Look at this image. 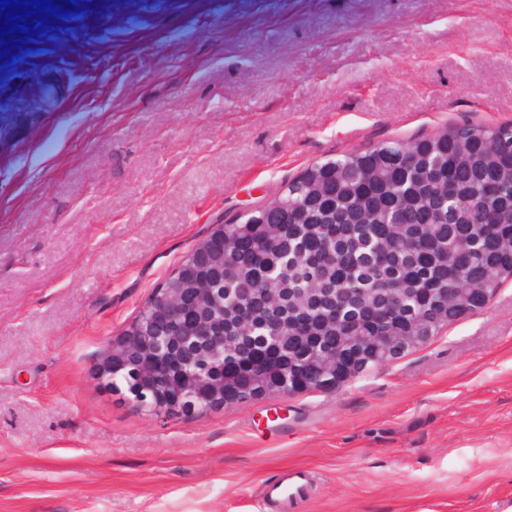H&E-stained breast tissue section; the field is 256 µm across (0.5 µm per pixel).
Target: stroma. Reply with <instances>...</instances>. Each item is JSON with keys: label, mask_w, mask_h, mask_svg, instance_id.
<instances>
[{"label": "stroma", "mask_w": 512, "mask_h": 512, "mask_svg": "<svg viewBox=\"0 0 512 512\" xmlns=\"http://www.w3.org/2000/svg\"><path fill=\"white\" fill-rule=\"evenodd\" d=\"M0 65V512H512V281L340 386L154 414L95 376L305 165L512 123V0H106ZM147 348V343L143 342V340L139 336H124V330L119 334V336L112 338L109 343L108 352L105 357L98 363L96 369V377L105 382V380L110 376L111 371V356L113 353H121L125 357H132L134 361H136V355L140 351L141 346ZM305 471L298 469L282 474L267 485V494L279 500L283 512L295 510L306 498Z\"/></svg>", "instance_id": "obj_1"}]
</instances>
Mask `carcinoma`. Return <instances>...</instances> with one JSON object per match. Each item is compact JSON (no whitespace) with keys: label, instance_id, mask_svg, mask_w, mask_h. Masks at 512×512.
<instances>
[{"label":"carcinoma","instance_id":"cac0c4a2","mask_svg":"<svg viewBox=\"0 0 512 512\" xmlns=\"http://www.w3.org/2000/svg\"><path fill=\"white\" fill-rule=\"evenodd\" d=\"M510 279L512 125L448 124L316 161L233 218L224 255L204 271L186 258L163 285L205 284L195 315L234 344L184 337L177 311L162 345L245 400L254 366L271 393L280 370L329 353L331 376L357 372L384 337L413 349ZM107 386L171 413L173 385L137 364Z\"/></svg>","mask_w":512,"mask_h":512}]
</instances>
